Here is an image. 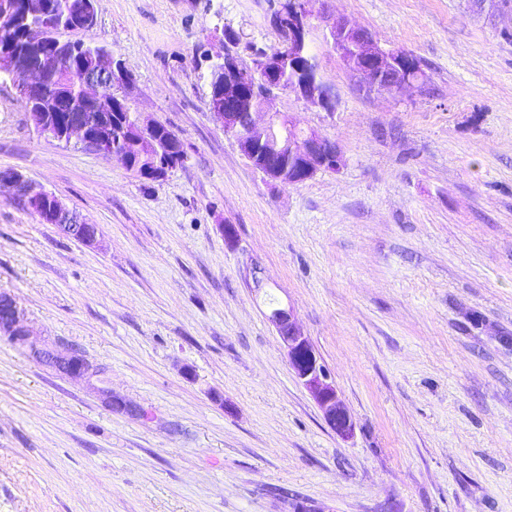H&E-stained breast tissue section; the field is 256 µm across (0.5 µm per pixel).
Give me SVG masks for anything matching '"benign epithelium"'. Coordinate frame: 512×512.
<instances>
[{
  "mask_svg": "<svg viewBox=\"0 0 512 512\" xmlns=\"http://www.w3.org/2000/svg\"><path fill=\"white\" fill-rule=\"evenodd\" d=\"M312 0H278L274 23L280 28L282 40L271 53L253 57L252 65L242 63L238 56L225 54L209 57L212 62L224 66L227 80L224 88L209 95L210 111L220 117L224 134L235 139L245 157L261 156L268 173L283 185H293L300 176L315 174L320 170L338 171L344 156L339 143L316 129L302 130L287 113L267 112L268 119L262 126L256 124L251 107L242 104L241 91L256 83V77L264 80L266 91L262 96V107L269 108L276 95L285 91L307 103L330 111L336 100L333 90L322 83L309 88L301 81L282 88L279 83V67L298 64V41L305 23L316 20L325 32L332 49L350 72L359 77L371 90L382 86L397 96L419 86L418 80L406 75L407 68L398 66L400 53L386 49L369 31L356 27L346 17H333L328 13L316 14L310 7ZM74 16L83 27H91L97 19V0H85L75 6ZM59 45L54 44L36 61L20 67L21 52L12 46L0 48V64L11 69H20L18 92L27 104L26 112L34 119L38 129H49L48 87L61 84L57 58ZM96 87L115 90L127 99H132L134 79L126 73L121 61L111 60L105 67L80 68L77 87L63 90L73 98L71 105L79 116L59 127L53 137L70 142L77 138L87 150L112 157V118L98 111L102 97L93 92ZM8 188L18 206L40 213L48 224L59 225L67 234L92 243L98 228L89 224L77 211L69 208L56 195L37 191L22 174L0 173V188ZM9 305L8 320L0 322V334L17 344L28 340V330L19 317L17 306L10 296H5ZM268 319L274 326L286 352L288 364L296 380L312 395L328 425L342 438H350L355 423L348 408L339 397L331 375L317 354L310 339L299 327L293 310L274 307Z\"/></svg>",
  "mask_w": 512,
  "mask_h": 512,
  "instance_id": "1",
  "label": "benign epithelium"
}]
</instances>
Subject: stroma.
<instances>
[{
    "label": "stroma",
    "instance_id": "stroma-1",
    "mask_svg": "<svg viewBox=\"0 0 512 512\" xmlns=\"http://www.w3.org/2000/svg\"><path fill=\"white\" fill-rule=\"evenodd\" d=\"M271 0H99L65 40L118 54L134 105L187 155L151 187L39 133L0 81V168L97 225L89 244L0 192V512H512V10L314 0L420 59L366 91L323 36L326 112L276 107L345 165L293 186L208 109L206 31L272 49ZM233 235H226V227ZM292 307L356 428L340 438L266 315ZM5 296L4 303L9 305L10 315L7 321H4V316L6 314V309L3 304H1L0 308V334L4 336H8L11 341L17 344L25 345L28 340V330L23 322V320L19 317V312L14 300L8 295H0L1 297Z\"/></svg>",
    "mask_w": 512,
    "mask_h": 512
}]
</instances>
